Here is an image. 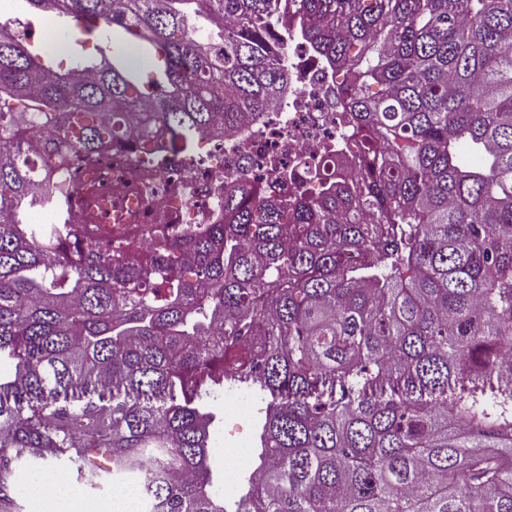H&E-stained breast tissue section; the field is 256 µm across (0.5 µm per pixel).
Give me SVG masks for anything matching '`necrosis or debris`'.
Here are the masks:
<instances>
[{"label":"necrosis or debris","instance_id":"obj_1","mask_svg":"<svg viewBox=\"0 0 512 512\" xmlns=\"http://www.w3.org/2000/svg\"><path fill=\"white\" fill-rule=\"evenodd\" d=\"M306 27L299 15L271 27L287 75L277 111L247 117L235 133H198L188 151L166 136H125L66 167L47 160L41 179L50 200L31 207V223L75 250L100 244L136 252L162 235H200L223 223L227 190L278 193L293 179L315 192L322 180L356 173L340 75L304 38Z\"/></svg>","mask_w":512,"mask_h":512}]
</instances>
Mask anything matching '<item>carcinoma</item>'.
Here are the masks:
<instances>
[{"label": "carcinoma", "instance_id": "obj_1", "mask_svg": "<svg viewBox=\"0 0 512 512\" xmlns=\"http://www.w3.org/2000/svg\"><path fill=\"white\" fill-rule=\"evenodd\" d=\"M22 2L112 56L45 80L0 22V512L27 461L226 512L196 398L235 382L270 396L235 512H512V0ZM290 11L343 73L358 175L227 193L229 222L122 259L28 223L45 153L275 108Z\"/></svg>", "mask_w": 512, "mask_h": 512}]
</instances>
